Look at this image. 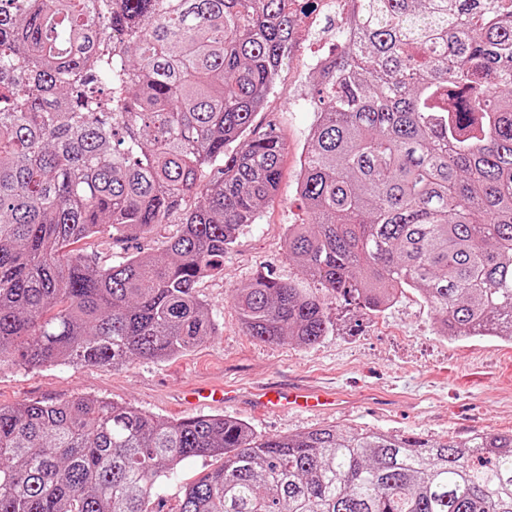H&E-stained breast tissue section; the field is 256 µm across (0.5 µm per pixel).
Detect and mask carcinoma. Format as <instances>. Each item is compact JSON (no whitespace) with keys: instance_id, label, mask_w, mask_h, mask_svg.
Segmentation results:
<instances>
[{"instance_id":"carcinoma-1","label":"carcinoma","mask_w":512,"mask_h":512,"mask_svg":"<svg viewBox=\"0 0 512 512\" xmlns=\"http://www.w3.org/2000/svg\"><path fill=\"white\" fill-rule=\"evenodd\" d=\"M317 71L285 248L320 296L235 289L247 336L311 346L328 301L424 298L441 336L512 342V0H357ZM291 0H0V364L123 366L217 325L198 284L275 196L252 118L296 37ZM193 205H187L188 201ZM166 257L69 246L152 233ZM224 464L177 512H512V433L264 435L101 398L0 406V512H153L185 462Z\"/></svg>"}]
</instances>
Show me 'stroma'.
Wrapping results in <instances>:
<instances>
[{"label": "stroma", "mask_w": 512, "mask_h": 512, "mask_svg": "<svg viewBox=\"0 0 512 512\" xmlns=\"http://www.w3.org/2000/svg\"><path fill=\"white\" fill-rule=\"evenodd\" d=\"M298 7L316 14L317 24L298 38L273 92L254 118L255 130H273L285 145L278 191L256 224L245 228L225 253L221 270L198 287L218 323L214 336L172 359L138 358L116 369L85 364L25 370L6 365L0 367V405L54 403L85 395L172 421L196 416V409L187 407L183 399L202 384L224 381L246 389L258 384H315L338 389L350 400L319 415L260 411L245 403L224 408L223 413L274 435L328 425L414 433L437 441L512 431V343L497 338H443L418 293L404 292L380 312L335 301L328 310L330 333L312 346L262 343L245 336L231 302L233 289L266 271L302 288L314 285L289 260L283 240L288 225L307 220L295 183L315 120L316 78L310 57L316 49L336 53L341 41L335 14L320 10L318 0H300ZM178 230V225L165 224L132 243L92 238L82 240L79 248L103 264L139 251L160 257ZM223 463L218 456L183 464L154 500V512H177L185 488Z\"/></svg>", "instance_id": "1"}]
</instances>
